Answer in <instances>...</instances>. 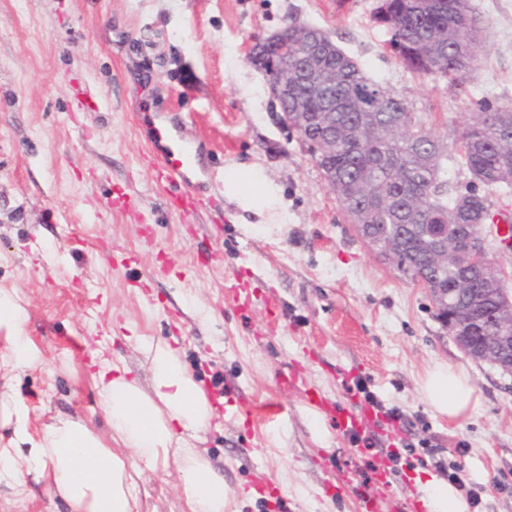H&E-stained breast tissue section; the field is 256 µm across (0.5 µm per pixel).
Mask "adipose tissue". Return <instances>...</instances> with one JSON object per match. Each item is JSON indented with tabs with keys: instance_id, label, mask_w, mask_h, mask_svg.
<instances>
[{
	"instance_id": "1",
	"label": "adipose tissue",
	"mask_w": 512,
	"mask_h": 512,
	"mask_svg": "<svg viewBox=\"0 0 512 512\" xmlns=\"http://www.w3.org/2000/svg\"><path fill=\"white\" fill-rule=\"evenodd\" d=\"M225 185L234 199L270 200L272 187L251 168L228 170ZM27 311L15 290L0 289V329L6 346L0 351V379L37 367L42 356L26 336ZM150 384L141 387L126 367L103 351L91 366L106 430L82 421L57 418L31 428L32 406L16 391L0 393V422L10 426L0 441V486L21 492L28 479L45 481L67 505V512H140L137 481L176 465L187 512H224V481L208 466L193 442L212 417L201 385L167 344L148 345ZM427 403L456 421L480 400L468 374L441 363L423 381ZM428 512H469L464 496L446 480L429 474L422 486Z\"/></svg>"
}]
</instances>
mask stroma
I'll list each match as a JSON object with an SVG mask.
<instances>
[{
    "label": "stroma",
    "instance_id": "35a3bbf8",
    "mask_svg": "<svg viewBox=\"0 0 512 512\" xmlns=\"http://www.w3.org/2000/svg\"><path fill=\"white\" fill-rule=\"evenodd\" d=\"M471 3L483 51L454 88L397 61L373 17L379 0H0V289L17 291L43 359L14 383L33 427L59 413L104 424L92 351L145 387L144 349L162 342L215 405L197 446L224 477V512H277L282 497L290 512H358L355 493L374 491L388 444L356 449L312 402L359 408V379L437 448L391 464L395 501H420V478L452 462L480 491L470 512H512V375L466 356L428 290L357 234L247 60L254 38L290 20L321 28L451 144L473 100L512 106V0ZM169 111L196 113L190 132L223 142L217 173L254 167L278 217L222 195L181 221L144 159ZM199 242L214 261L199 262ZM232 284L243 289L235 303ZM77 330L88 352L59 353L55 338ZM439 363L462 367L481 399L462 420L425 401L422 381ZM285 366L289 386L277 383ZM268 401L285 414H252ZM257 469L262 495L250 485ZM138 496L140 512H185L176 469L147 475Z\"/></svg>",
    "mask_w": 512,
    "mask_h": 512
}]
</instances>
